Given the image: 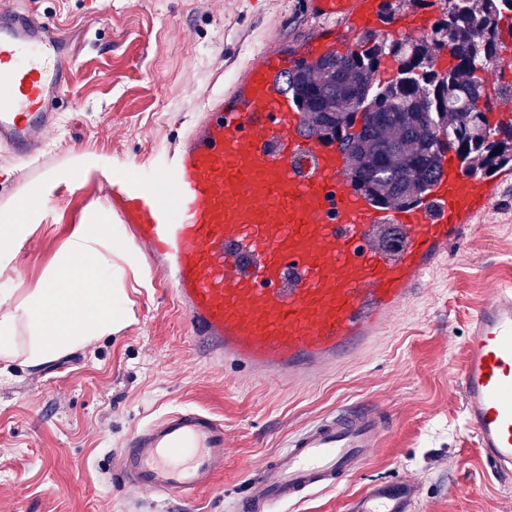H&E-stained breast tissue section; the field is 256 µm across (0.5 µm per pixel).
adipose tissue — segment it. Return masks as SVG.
Masks as SVG:
<instances>
[{
	"label": "adipose tissue",
	"instance_id": "adipose-tissue-1",
	"mask_svg": "<svg viewBox=\"0 0 512 512\" xmlns=\"http://www.w3.org/2000/svg\"><path fill=\"white\" fill-rule=\"evenodd\" d=\"M110 232L100 215H92L74 233L41 287L15 313L0 317V360L21 356L27 364L39 365L111 334L113 325L124 321V310L112 305L111 289L87 287L82 279L67 288L59 285L84 257L102 260L100 248Z\"/></svg>",
	"mask_w": 512,
	"mask_h": 512
}]
</instances>
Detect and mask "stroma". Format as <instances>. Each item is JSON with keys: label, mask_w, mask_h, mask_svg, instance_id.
Wrapping results in <instances>:
<instances>
[{"label": "stroma", "mask_w": 512, "mask_h": 512, "mask_svg": "<svg viewBox=\"0 0 512 512\" xmlns=\"http://www.w3.org/2000/svg\"><path fill=\"white\" fill-rule=\"evenodd\" d=\"M15 2L85 37L77 98L61 101L62 126L42 156L22 165L0 153V211L35 191L45 200L0 268V315L41 285L88 214L106 210L108 176H143L202 96L231 88L269 39L296 52L328 28L303 0H0V9ZM110 242L94 278L111 285L127 320L44 364L18 359L0 372V512H226L246 472L290 436L338 407L366 405L389 426L363 469L287 512H344L368 484L406 480L418 485L416 512H512V479L485 461L456 383L471 316L493 288L512 287V181L376 352L306 386L201 362L166 288L120 233ZM178 408L223 421V476L185 500L124 489L126 439Z\"/></svg>", "instance_id": "obj_1"}]
</instances>
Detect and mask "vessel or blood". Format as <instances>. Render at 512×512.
<instances>
[{
  "mask_svg": "<svg viewBox=\"0 0 512 512\" xmlns=\"http://www.w3.org/2000/svg\"><path fill=\"white\" fill-rule=\"evenodd\" d=\"M345 19L343 38L305 47L346 55L359 35H426L433 20L414 6L385 19L379 0H308ZM50 19L0 16V150L30 161L73 96L71 56ZM290 55H257L233 90L202 100L184 137L149 162L144 177L111 178L107 196L153 271L186 316L196 347L258 381L313 382L374 347L448 246L492 207L502 169L465 170L442 152L429 193L389 208L351 184L347 150L312 134L288 87ZM395 230L393 252L375 247ZM465 420L483 455L512 474V289L497 288L471 320L459 373ZM382 412L337 408L290 437L246 478L229 512H286L359 472L386 428ZM224 423L178 409L138 426L121 455L120 483L163 499L188 496L224 473ZM412 481L376 482L345 512H414Z\"/></svg>",
  "mask_w": 512,
  "mask_h": 512,
  "instance_id": "1",
  "label": "vessel or blood"
}]
</instances>
